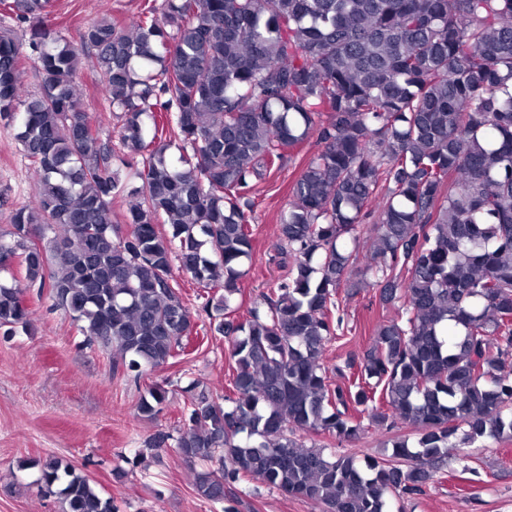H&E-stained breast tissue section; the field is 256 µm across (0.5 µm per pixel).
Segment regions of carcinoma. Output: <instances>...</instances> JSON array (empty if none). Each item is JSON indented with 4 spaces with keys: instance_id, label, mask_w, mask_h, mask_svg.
<instances>
[{
    "instance_id": "carcinoma-1",
    "label": "carcinoma",
    "mask_w": 512,
    "mask_h": 512,
    "mask_svg": "<svg viewBox=\"0 0 512 512\" xmlns=\"http://www.w3.org/2000/svg\"><path fill=\"white\" fill-rule=\"evenodd\" d=\"M0 5L31 30L26 51L0 33V119L35 175L34 199L0 232V272L22 268L0 277V328L31 326L36 288L113 371L139 376L206 317L227 340L232 391L222 404L190 394L177 435L149 447L173 441L200 467L197 495L223 512H238L244 478L323 512H391L462 449L512 441V0H160L84 26L76 43L51 23V0ZM85 51L120 123L119 158L80 110ZM311 137L278 223L288 274L239 321L252 182ZM120 195L134 199L125 230ZM362 237L379 300L402 312L333 387L321 361ZM175 264L220 295L191 312ZM167 400L153 384L137 416ZM366 420L401 421L416 440L394 436L388 459L362 463L295 438L355 439ZM38 490L66 512H117L60 460L41 464Z\"/></svg>"
}]
</instances>
